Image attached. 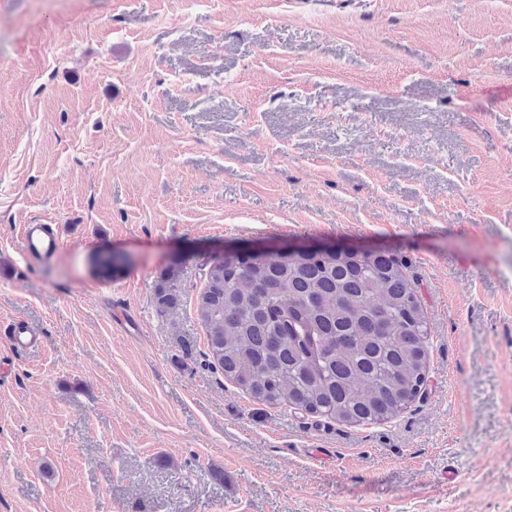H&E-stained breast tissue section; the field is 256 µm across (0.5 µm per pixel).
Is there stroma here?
<instances>
[{
    "label": "stroma",
    "instance_id": "1",
    "mask_svg": "<svg viewBox=\"0 0 512 512\" xmlns=\"http://www.w3.org/2000/svg\"><path fill=\"white\" fill-rule=\"evenodd\" d=\"M509 86L512 0H0V512H512ZM287 245L408 260L429 377L397 418L207 366L206 262ZM19 234L21 251L34 263L50 262L64 246L55 224H23ZM180 270L169 266L160 276L154 288V299L158 311L169 314L178 309L181 296ZM6 335L11 336L12 348L16 351H27L38 348L42 343L41 335L24 319L10 322L5 329Z\"/></svg>",
    "mask_w": 512,
    "mask_h": 512
}]
</instances>
